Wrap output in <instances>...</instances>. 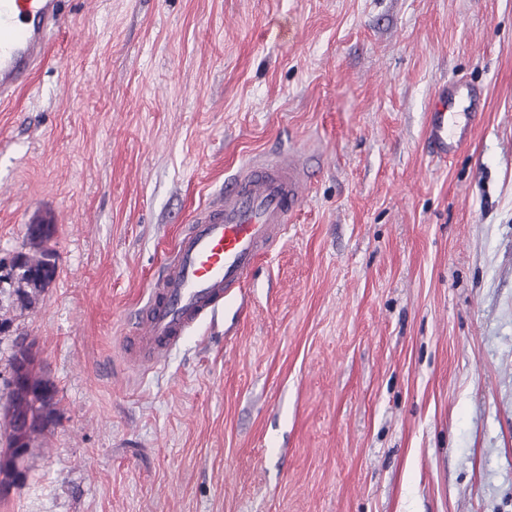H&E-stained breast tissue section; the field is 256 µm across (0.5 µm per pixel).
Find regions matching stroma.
Returning <instances> with one entry per match:
<instances>
[{"label":"stroma","instance_id":"obj_1","mask_svg":"<svg viewBox=\"0 0 512 512\" xmlns=\"http://www.w3.org/2000/svg\"><path fill=\"white\" fill-rule=\"evenodd\" d=\"M0 103V302L56 390L0 512H512V0H63ZM487 108L432 161L426 115ZM309 186L245 288L152 369L122 338L240 164ZM462 105V110L457 107ZM484 109L483 96L472 84L453 80L439 88L428 112L426 141L434 156L448 159L470 140ZM32 261L35 264V269L40 272L38 282H33L28 279L27 269H18L15 271L17 259L13 257L12 270L14 271L15 280L17 283H25L33 287V290H39L45 288L55 277L56 267L54 262L51 261V255L48 250H42L31 254V256H23L24 265L29 266V262Z\"/></svg>","mask_w":512,"mask_h":512}]
</instances>
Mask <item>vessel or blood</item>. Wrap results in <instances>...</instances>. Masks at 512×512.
Masks as SVG:
<instances>
[{"instance_id": "1", "label": "vessel or blood", "mask_w": 512, "mask_h": 512, "mask_svg": "<svg viewBox=\"0 0 512 512\" xmlns=\"http://www.w3.org/2000/svg\"><path fill=\"white\" fill-rule=\"evenodd\" d=\"M62 0H0V102L26 85L45 59L47 37L62 22ZM484 109L472 84H443L426 124L434 156L447 159L470 140ZM308 175L291 153L251 161L224 181L196 213L152 281L123 341L134 368L158 364L181 337L244 288L261 256L284 234L304 198Z\"/></svg>"}]
</instances>
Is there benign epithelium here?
<instances>
[{"mask_svg":"<svg viewBox=\"0 0 512 512\" xmlns=\"http://www.w3.org/2000/svg\"><path fill=\"white\" fill-rule=\"evenodd\" d=\"M28 368V362L24 361L12 369L9 395L0 406V412L11 421L10 445L0 450V497L8 495L23 477L29 437L37 425L28 402L42 387L34 384Z\"/></svg>","mask_w":512,"mask_h":512,"instance_id":"obj_1","label":"benign epithelium"}]
</instances>
